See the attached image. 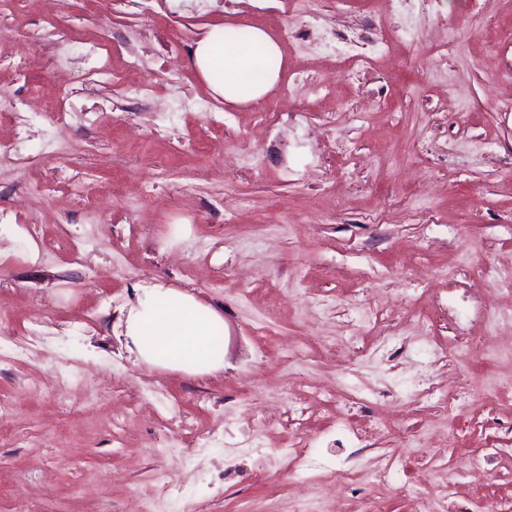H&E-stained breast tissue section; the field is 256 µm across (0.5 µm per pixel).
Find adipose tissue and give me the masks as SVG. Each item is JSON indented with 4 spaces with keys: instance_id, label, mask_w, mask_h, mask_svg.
Returning <instances> with one entry per match:
<instances>
[{
    "instance_id": "ef3b65f1",
    "label": "adipose tissue",
    "mask_w": 512,
    "mask_h": 512,
    "mask_svg": "<svg viewBox=\"0 0 512 512\" xmlns=\"http://www.w3.org/2000/svg\"><path fill=\"white\" fill-rule=\"evenodd\" d=\"M250 33L256 50L252 57L241 55L217 29L192 51L202 79L229 103L241 102L239 85L248 84V97L258 100L280 77L277 41L259 27ZM120 324L128 349L141 363L189 376L224 367V318L190 293L161 285L138 288Z\"/></svg>"
}]
</instances>
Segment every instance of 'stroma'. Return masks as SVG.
I'll list each match as a JSON object with an SVG mask.
<instances>
[{
    "label": "stroma",
    "mask_w": 512,
    "mask_h": 512,
    "mask_svg": "<svg viewBox=\"0 0 512 512\" xmlns=\"http://www.w3.org/2000/svg\"><path fill=\"white\" fill-rule=\"evenodd\" d=\"M441 15L466 31L444 55ZM243 25L283 58L233 105L191 51ZM509 25L512 0H0V154L25 158L0 170V512H130L162 480L155 512H512V325L494 360L464 355L512 303L491 281L512 261ZM155 284L223 315V370L128 352L119 319Z\"/></svg>",
    "instance_id": "35a3bbf8"
}]
</instances>
